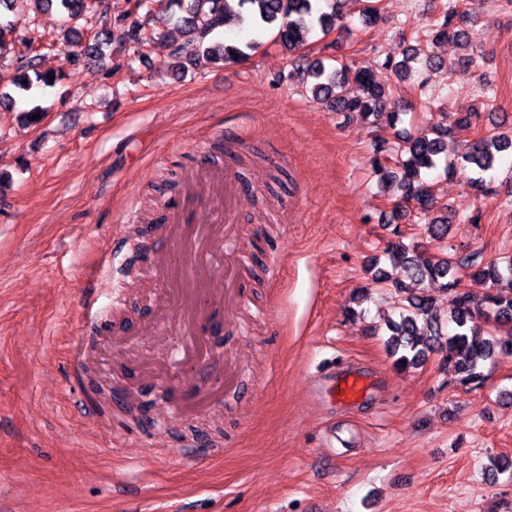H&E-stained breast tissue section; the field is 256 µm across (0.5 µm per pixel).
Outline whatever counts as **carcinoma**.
Segmentation results:
<instances>
[{
    "instance_id": "carcinoma-1",
    "label": "carcinoma",
    "mask_w": 512,
    "mask_h": 512,
    "mask_svg": "<svg viewBox=\"0 0 512 512\" xmlns=\"http://www.w3.org/2000/svg\"><path fill=\"white\" fill-rule=\"evenodd\" d=\"M343 0H236L233 9L229 0H175L181 11L175 26L187 37L185 43L174 47L164 65L177 72L194 65H226L250 58L260 43L254 38H241L226 42L215 36L216 26L231 14L241 27L253 31H267L285 52L293 56L307 46L308 37L316 30L328 35L341 27L344 18ZM103 0H0V56L4 54L6 37L18 33L17 22L5 17L16 13L18 7L34 9L56 7L61 16L58 38L40 42L30 50V56L17 66L19 74L12 85L25 95L39 86H52L65 75H54L39 69V60L47 51L59 50L65 54L67 65L104 61V49L111 43L119 47L129 44L144 45L151 40L145 33L148 0L133 4V18L110 20L102 10ZM466 0H448L442 19L411 29L409 37L414 44L407 47L403 58L385 63L398 82L409 79L410 62L416 60L423 46L433 47L452 38L469 42V34L451 27L452 21L464 13ZM88 12L97 15L99 26L85 46L76 36L77 22ZM299 87L312 94L329 99L340 112H360L370 123L396 127L400 121V108L394 100L398 88L382 84L372 72L354 64L338 61L326 65L322 61L309 63L299 69ZM448 127L431 125L428 133L403 137L386 153L383 145L376 148L375 169L394 183L398 195L394 208L413 205L416 224L432 241L448 239V208L438 206L428 192L422 172L444 165L449 171L457 166V159L448 147ZM512 151V124L499 122L490 125L473 140L462 161L471 166L478 177L470 179L476 190L483 189L481 174L495 168L503 153ZM390 263L401 265L411 280L421 284L412 288L400 280H392L372 257L364 265L368 284L360 288L363 295L369 290L388 285L402 297L399 319L387 324V348L395 356V365L404 371L422 367L437 349L445 350V361L461 382L478 384L483 378V362L512 357V256L486 264L474 259L457 260L448 252L429 254L416 243L390 241L383 249ZM466 278L491 282L487 291L477 297L461 288ZM437 284L448 292V312L442 314L434 297L423 284Z\"/></svg>"
}]
</instances>
